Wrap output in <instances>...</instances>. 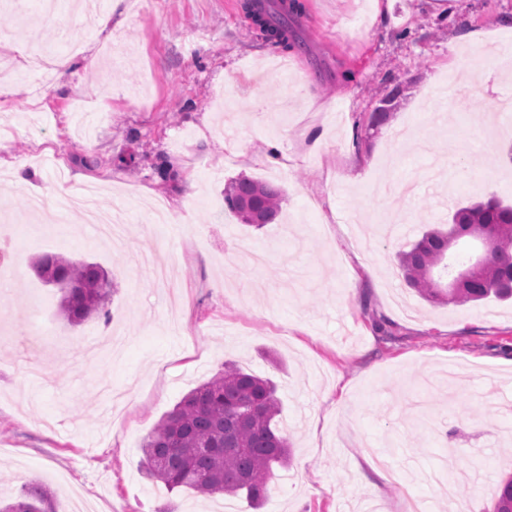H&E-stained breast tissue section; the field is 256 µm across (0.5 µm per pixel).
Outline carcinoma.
<instances>
[{"mask_svg": "<svg viewBox=\"0 0 512 512\" xmlns=\"http://www.w3.org/2000/svg\"><path fill=\"white\" fill-rule=\"evenodd\" d=\"M241 8L267 41L286 53L301 49L292 19L305 11L302 0H243ZM395 107L396 95L386 97L372 114L370 128L388 123ZM281 200L279 188L251 178L238 179L224 190L227 207L255 226L274 221ZM469 224L487 226L494 252L471 287L443 288L434 269L451 277L456 270L448 233ZM399 266L404 281L428 301L460 306L490 296L512 298V206L489 199L455 210L448 228L426 231L400 255ZM34 272L45 284L60 289L59 311L68 323L81 324L94 314L109 318L106 305L112 280L100 265L45 254L35 262ZM279 412L269 379L227 363L187 394L148 436L143 445L145 474L169 489L190 487L202 495L236 496L244 491L256 506L267 497L275 477L273 466L284 467L289 460V439L277 427ZM54 503L48 487L31 483L19 500L5 504L0 512H56ZM495 512H512V475L501 481Z\"/></svg>", "mask_w": 512, "mask_h": 512, "instance_id": "obj_1", "label": "carcinoma"}]
</instances>
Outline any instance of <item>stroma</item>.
I'll list each match as a JSON object with an SVG mask.
<instances>
[{"label": "stroma", "instance_id": "obj_1", "mask_svg": "<svg viewBox=\"0 0 512 512\" xmlns=\"http://www.w3.org/2000/svg\"><path fill=\"white\" fill-rule=\"evenodd\" d=\"M241 2L120 0L94 15L76 0L50 14L0 0V56L67 58L41 100L23 76L0 97V158L39 173L31 188L0 168L15 268L0 281V498L34 480L56 512L75 495L100 512H216L148 479L142 445L235 363L275 383L291 449L264 506L237 496L233 512H407L438 500L436 470L458 506L490 512L512 471V302L430 303L397 255L457 204L512 203V166L498 161L512 118L493 115L512 77L460 67L512 48V0H304L293 24L306 49L289 55ZM468 29L488 42L472 46ZM393 91L391 119L369 131ZM164 161L179 180L160 179ZM242 177L281 189L273 223L227 210ZM61 182L123 211L121 247L66 208ZM159 202L180 223H151ZM149 245L167 250L175 289L137 263ZM46 253L109 273V318L61 316L58 288L31 269Z\"/></svg>", "mask_w": 512, "mask_h": 512}]
</instances>
